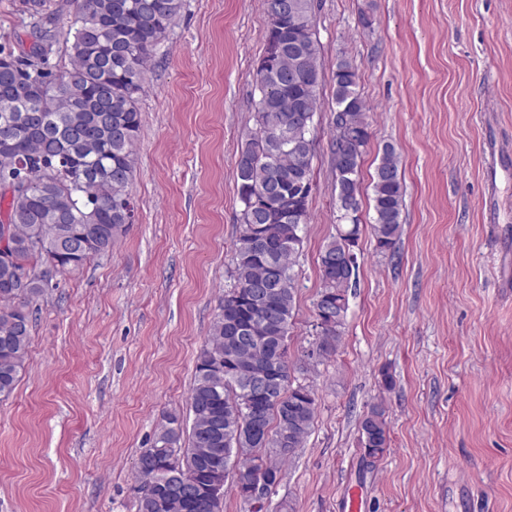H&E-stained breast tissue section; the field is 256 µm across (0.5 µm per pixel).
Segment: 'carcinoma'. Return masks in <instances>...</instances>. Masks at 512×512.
<instances>
[{
    "mask_svg": "<svg viewBox=\"0 0 512 512\" xmlns=\"http://www.w3.org/2000/svg\"><path fill=\"white\" fill-rule=\"evenodd\" d=\"M267 34L256 71L257 131L241 147L236 189L241 234L233 283L224 289L209 336L196 360L189 398L190 429L167 413L136 469L137 512H220L212 483L229 474L273 491L282 466L310 435L317 412L314 389L293 383L289 327L297 292L294 267L313 189V140L320 68L315 0H265ZM182 0H84L70 38L59 46L53 12L29 0L31 54L0 48L13 73H0V116L19 109L40 122L0 142V180L27 170L26 188L0 189V398L10 396L25 367L32 299L52 287L54 274L112 250L115 233L133 223L128 190L140 130L137 102L148 61L175 24ZM64 53L69 67L52 60ZM333 125L353 133L330 144L336 177V235L320 252L321 287L315 302L323 329L306 351L302 372L336 352L356 287L360 167L369 139L367 105L357 72L341 58L333 72ZM376 249L395 252L404 192L394 148L384 147L372 178ZM260 375L277 377L271 395L249 387ZM363 459L389 448L386 409L377 403L359 420Z\"/></svg>",
    "mask_w": 512,
    "mask_h": 512,
    "instance_id": "cac0c4a2",
    "label": "carcinoma"
}]
</instances>
